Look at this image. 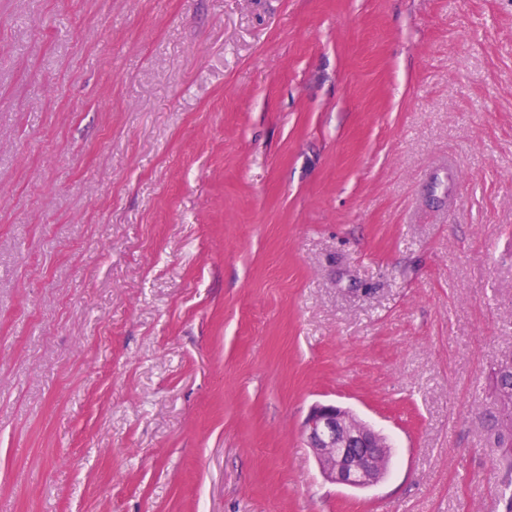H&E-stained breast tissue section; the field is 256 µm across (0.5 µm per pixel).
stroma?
<instances>
[{
    "label": "stroma",
    "mask_w": 512,
    "mask_h": 512,
    "mask_svg": "<svg viewBox=\"0 0 512 512\" xmlns=\"http://www.w3.org/2000/svg\"><path fill=\"white\" fill-rule=\"evenodd\" d=\"M509 354L512 0H0V512H504ZM303 435L322 475L351 489L375 486L387 473L390 445L374 429L336 404H315L303 425Z\"/></svg>",
    "instance_id": "1"
}]
</instances>
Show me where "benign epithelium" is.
Returning <instances> with one entry per match:
<instances>
[{"label":"benign epithelium","mask_w":512,"mask_h":512,"mask_svg":"<svg viewBox=\"0 0 512 512\" xmlns=\"http://www.w3.org/2000/svg\"><path fill=\"white\" fill-rule=\"evenodd\" d=\"M303 435L322 475L335 484L365 489L387 473L390 445L386 438L345 408L331 403L312 406Z\"/></svg>","instance_id":"7a95c632"}]
</instances>
